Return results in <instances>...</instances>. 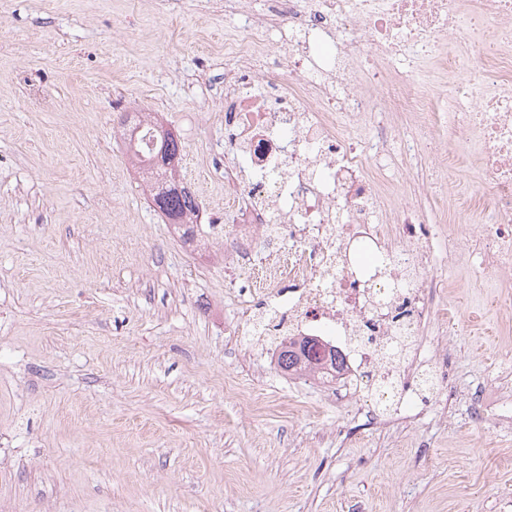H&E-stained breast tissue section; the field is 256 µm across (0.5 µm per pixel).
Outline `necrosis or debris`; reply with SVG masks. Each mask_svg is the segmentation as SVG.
Here are the masks:
<instances>
[{
	"instance_id": "obj_1",
	"label": "necrosis or debris",
	"mask_w": 512,
	"mask_h": 512,
	"mask_svg": "<svg viewBox=\"0 0 512 512\" xmlns=\"http://www.w3.org/2000/svg\"><path fill=\"white\" fill-rule=\"evenodd\" d=\"M235 35L224 62V298L233 325L267 335L270 357L312 337L336 355L320 382L394 395L378 423L421 420L414 379L440 287L443 226L408 206L387 176L395 120L404 155L452 169L473 137L491 192L475 210L472 265L494 272L512 308V0H224ZM465 73L435 82L429 72ZM453 131L437 142L436 113Z\"/></svg>"
}]
</instances>
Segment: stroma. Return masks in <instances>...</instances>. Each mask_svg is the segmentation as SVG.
<instances>
[{
  "mask_svg": "<svg viewBox=\"0 0 512 512\" xmlns=\"http://www.w3.org/2000/svg\"><path fill=\"white\" fill-rule=\"evenodd\" d=\"M223 82L224 0H0V512H512V426L469 419L473 393H512V312L467 213L425 201L457 244L425 331L452 426L424 392L423 421L380 431L225 335L224 236L177 238L117 124L174 130L223 224L224 118L200 107Z\"/></svg>",
  "mask_w": 512,
  "mask_h": 512,
  "instance_id": "stroma-1",
  "label": "stroma"
}]
</instances>
